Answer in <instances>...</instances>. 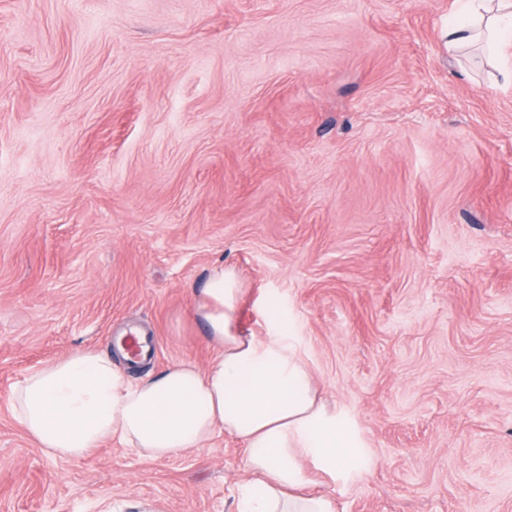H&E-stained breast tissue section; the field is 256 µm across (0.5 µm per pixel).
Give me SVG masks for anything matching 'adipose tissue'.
Wrapping results in <instances>:
<instances>
[{"label": "adipose tissue", "mask_w": 512, "mask_h": 512, "mask_svg": "<svg viewBox=\"0 0 512 512\" xmlns=\"http://www.w3.org/2000/svg\"><path fill=\"white\" fill-rule=\"evenodd\" d=\"M469 24L448 29V46L478 40L512 44V0L472 7ZM243 296L234 269L211 271L196 295L215 358L179 362L131 380L123 365L75 351L39 367L14 386L12 413L47 454L85 458L118 439L145 459L201 447L218 435L238 440L250 475L237 512H336L330 493L308 489L314 475L348 482L369 467L351 419L318 398L297 337L280 328L245 334Z\"/></svg>", "instance_id": "ef3b65f1"}]
</instances>
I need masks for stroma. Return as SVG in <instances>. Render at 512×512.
<instances>
[{"label":"stroma","instance_id":"obj_1","mask_svg":"<svg viewBox=\"0 0 512 512\" xmlns=\"http://www.w3.org/2000/svg\"><path fill=\"white\" fill-rule=\"evenodd\" d=\"M464 0H0V512H236L239 443L47 455L12 387L214 352L216 267L368 450L337 512H512V84Z\"/></svg>","mask_w":512,"mask_h":512}]
</instances>
